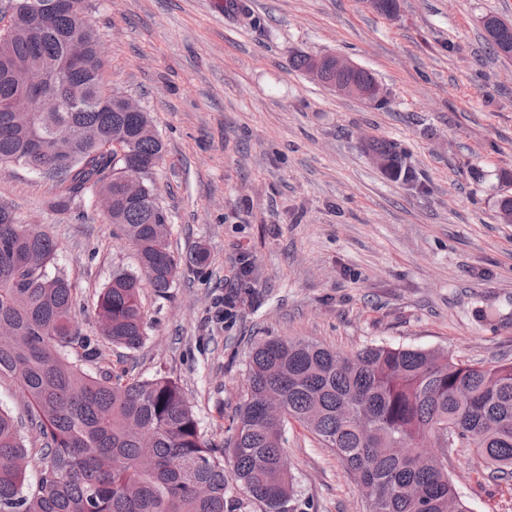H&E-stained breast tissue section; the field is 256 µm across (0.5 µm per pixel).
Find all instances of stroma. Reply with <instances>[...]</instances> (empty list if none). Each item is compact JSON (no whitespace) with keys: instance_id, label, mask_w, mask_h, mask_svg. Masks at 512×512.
Returning <instances> with one entry per match:
<instances>
[{"instance_id":"stroma-1","label":"stroma","mask_w":512,"mask_h":512,"mask_svg":"<svg viewBox=\"0 0 512 512\" xmlns=\"http://www.w3.org/2000/svg\"><path fill=\"white\" fill-rule=\"evenodd\" d=\"M487 14L512 20V0H398L391 17L363 0H86L106 85L149 113L165 145L152 180L181 274L167 296L143 290L151 323L136 351L98 329V293L139 266L93 200L54 211L51 181L9 163L0 203L55 238L51 270L71 283L83 334L130 375L176 381L217 447L261 338L510 360L512 223L499 218L497 173L512 170V61L489 52ZM329 53L370 71L382 103L338 96L290 63ZM365 136L398 140L418 187L362 155ZM0 410L20 425L35 485L41 441L7 376ZM286 437L296 512H367L334 451L295 421ZM482 468L472 451L448 456L472 512H512V486L478 480Z\"/></svg>"}]
</instances>
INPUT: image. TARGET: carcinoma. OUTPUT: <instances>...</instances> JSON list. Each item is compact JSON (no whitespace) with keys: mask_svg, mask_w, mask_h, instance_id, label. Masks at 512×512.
<instances>
[{"mask_svg":"<svg viewBox=\"0 0 512 512\" xmlns=\"http://www.w3.org/2000/svg\"><path fill=\"white\" fill-rule=\"evenodd\" d=\"M38 20L20 10L0 31V101L16 96L26 63H60L65 38L83 35L92 70L67 69L56 93L66 112H0V165L21 163L53 182L51 207L66 211L88 195L118 202L109 218L137 251L140 274L117 272L97 297L104 337L128 351L144 343L148 313L140 292L168 293L179 275L161 227L151 175L164 144L146 112H125L103 83L99 44L83 20L85 0ZM73 132L63 167L36 149L54 130ZM409 186L417 184L402 145L385 137L360 144ZM142 169V194L123 195L128 164ZM56 241L18 223L0 204V376L11 377L35 411L43 438L36 487L25 489L29 454L18 424L0 410V512H238L232 478L264 512H295L286 426L308 427L356 478L368 512H472L428 452L441 430L483 458L487 477L512 481V361L463 362L438 349L366 345L344 355L313 341H258L246 396L217 451L203 440L181 387L166 377L137 379L115 370L74 323L73 288L51 277ZM93 362L88 374L72 354Z\"/></svg>","mask_w":512,"mask_h":512,"instance_id":"carcinoma-1","label":"carcinoma"}]
</instances>
